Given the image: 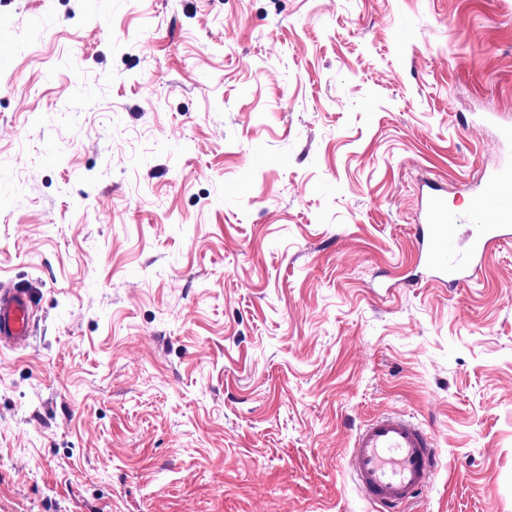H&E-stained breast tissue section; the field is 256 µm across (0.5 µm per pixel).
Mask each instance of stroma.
Returning <instances> with one entry per match:
<instances>
[{
	"label": "stroma",
	"instance_id": "stroma-1",
	"mask_svg": "<svg viewBox=\"0 0 512 512\" xmlns=\"http://www.w3.org/2000/svg\"><path fill=\"white\" fill-rule=\"evenodd\" d=\"M512 0H0V512H512V240L435 281L423 181L512 162ZM34 302L28 288L0 284V349L25 351L32 334ZM351 457L359 489L383 512H406L441 468L431 435L396 413L377 416L360 427Z\"/></svg>",
	"mask_w": 512,
	"mask_h": 512
}]
</instances>
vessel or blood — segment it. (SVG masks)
Returning a JSON list of instances; mask_svg holds the SVG:
<instances>
[{
    "mask_svg": "<svg viewBox=\"0 0 512 512\" xmlns=\"http://www.w3.org/2000/svg\"><path fill=\"white\" fill-rule=\"evenodd\" d=\"M491 189L471 195L466 210L450 208L436 181L425 182L415 235L420 256L439 280L460 282L475 261L512 238V166L491 170ZM475 224L467 252H459L455 228ZM34 302L29 289L0 284V349L24 351L30 344ZM356 482L381 512H406L431 485L441 467L438 448L421 426L396 413L377 416L357 432L351 451Z\"/></svg>",
    "mask_w": 512,
    "mask_h": 512,
    "instance_id": "b4317fda",
    "label": "vessel or blood"
}]
</instances>
